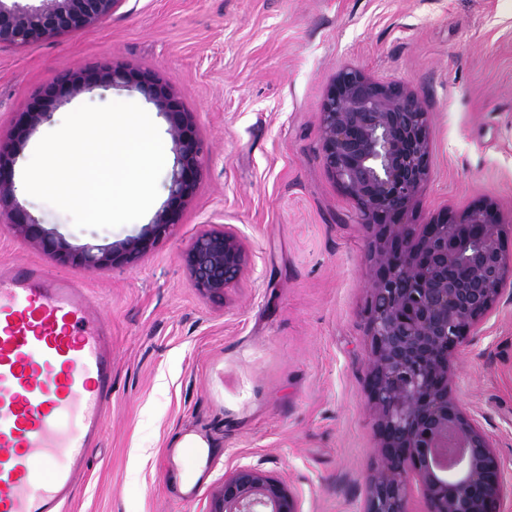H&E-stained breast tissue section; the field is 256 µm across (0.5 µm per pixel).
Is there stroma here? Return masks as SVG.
Listing matches in <instances>:
<instances>
[{"mask_svg":"<svg viewBox=\"0 0 512 512\" xmlns=\"http://www.w3.org/2000/svg\"><path fill=\"white\" fill-rule=\"evenodd\" d=\"M69 66L147 70L193 112L207 153L196 198L173 234L132 266L64 264L0 216V265L36 263L79 279L112 329V397L64 512H210L224 477L255 466L280 477L301 512H363L378 466L366 308L376 239L326 170L319 113L336 74L399 81L431 116L430 178L410 220L491 205L512 258V0H122L75 34L0 46V136ZM137 103L95 89L57 108L15 159L84 104ZM27 210L72 247L108 246L149 217L79 229L33 197ZM227 225L250 265L223 302L193 287L180 254ZM456 396L490 435L512 512V280L451 359ZM211 455L193 499L179 484L186 435Z\"/></svg>","mask_w":512,"mask_h":512,"instance_id":"1","label":"stroma"}]
</instances>
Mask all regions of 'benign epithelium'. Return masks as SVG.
Here are the masks:
<instances>
[{
	"label": "benign epithelium",
	"mask_w": 512,
	"mask_h": 512,
	"mask_svg": "<svg viewBox=\"0 0 512 512\" xmlns=\"http://www.w3.org/2000/svg\"><path fill=\"white\" fill-rule=\"evenodd\" d=\"M122 0H0V46L26 45L79 32L107 17ZM131 84L151 98L169 123L176 167L168 197L138 235L106 248L75 249L51 237L18 200L14 159L28 135L62 100L93 87ZM323 162L376 231L368 335V393L378 411L381 466L365 512H408L407 475L418 477L424 512H501V465L488 433L454 395L449 359L488 316L512 274L495 212L474 205L437 216L428 230L408 222L430 175V118L403 84L379 82L356 68L340 71L320 112ZM205 169L196 118L170 88L148 72L106 67L61 70L0 140V213L16 235L77 266L133 265L176 226ZM197 291L224 299L249 263L230 227L198 233L182 254ZM211 512H299L293 490L252 466L224 477Z\"/></svg>",
	"instance_id": "benign-epithelium-1"
}]
</instances>
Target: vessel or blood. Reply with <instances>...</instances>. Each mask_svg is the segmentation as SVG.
<instances>
[{
    "label": "vessel or blood",
    "mask_w": 512,
    "mask_h": 512,
    "mask_svg": "<svg viewBox=\"0 0 512 512\" xmlns=\"http://www.w3.org/2000/svg\"><path fill=\"white\" fill-rule=\"evenodd\" d=\"M111 395L98 301L37 266H0V512H62Z\"/></svg>",
    "instance_id": "1"
}]
</instances>
